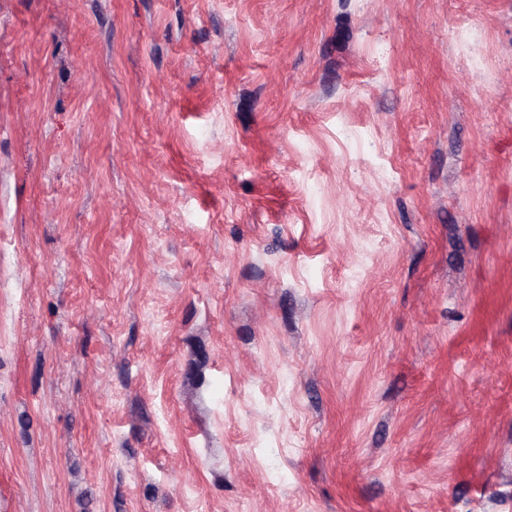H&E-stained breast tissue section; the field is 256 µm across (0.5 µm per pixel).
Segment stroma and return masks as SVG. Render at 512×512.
<instances>
[{
	"instance_id": "stroma-1",
	"label": "stroma",
	"mask_w": 512,
	"mask_h": 512,
	"mask_svg": "<svg viewBox=\"0 0 512 512\" xmlns=\"http://www.w3.org/2000/svg\"><path fill=\"white\" fill-rule=\"evenodd\" d=\"M0 512H512V0H0Z\"/></svg>"
}]
</instances>
